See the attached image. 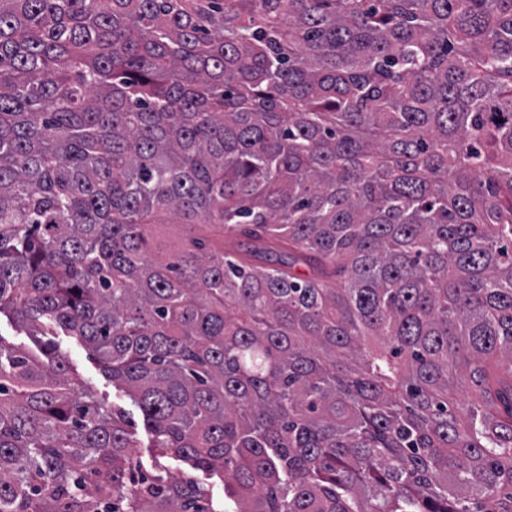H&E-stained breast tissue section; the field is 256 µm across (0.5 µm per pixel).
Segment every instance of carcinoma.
I'll return each mask as SVG.
<instances>
[{"label": "carcinoma", "mask_w": 512, "mask_h": 512, "mask_svg": "<svg viewBox=\"0 0 512 512\" xmlns=\"http://www.w3.org/2000/svg\"><path fill=\"white\" fill-rule=\"evenodd\" d=\"M2 316L0 512H512V0H0ZM0 338L5 345L18 348L30 354L41 356L43 345L51 343L57 353L68 360L74 376L88 385L96 400L117 412H123L132 420L131 437L135 448L132 453L138 458L144 468L151 470V452L148 448L150 436L144 425L143 417L137 405L122 389L112 384V379L106 376L100 363L84 349L77 336H71L58 330L55 334L45 336H28L25 330L10 322L6 317L0 321ZM169 476L175 479L185 477L194 478L207 493V497L214 502L224 499V483L217 477H211L207 472L193 469L187 462L169 458L165 462Z\"/></svg>", "instance_id": "cac0c4a2"}]
</instances>
